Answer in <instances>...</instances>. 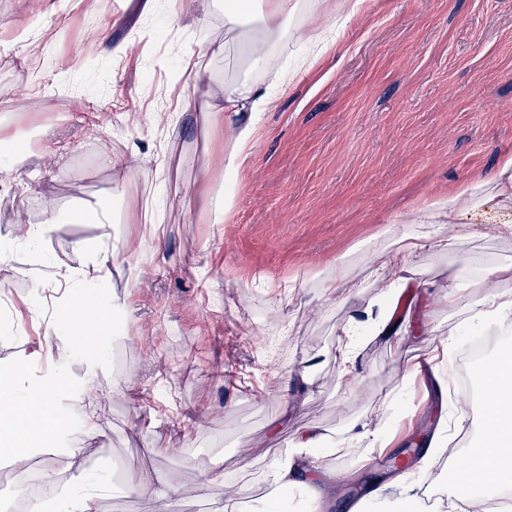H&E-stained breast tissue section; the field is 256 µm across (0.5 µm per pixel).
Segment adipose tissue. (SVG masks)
<instances>
[{
    "instance_id": "obj_1",
    "label": "adipose tissue",
    "mask_w": 512,
    "mask_h": 512,
    "mask_svg": "<svg viewBox=\"0 0 512 512\" xmlns=\"http://www.w3.org/2000/svg\"><path fill=\"white\" fill-rule=\"evenodd\" d=\"M301 0H239V10L227 14L226 25L235 28L241 18L253 19L259 34L241 36L245 55L251 67L268 65L272 59L270 46L288 31V22L301 9ZM272 89L253 83L248 74H241L225 82L213 93L209 110L204 118L207 124L223 123L231 135L232 146L224 154V175L237 178L246 158L245 151L253 137L254 121L244 120L247 112H259L274 98ZM491 206L505 213L503 220L493 225V232L512 239V157L502 161L495 174L488 179H476L471 185L441 197L418 209L415 217L419 224H445L455 226L463 211H477ZM112 259L101 252L91 263L78 268L59 271L58 284L69 291L81 293L98 288ZM472 309L469 324H512V264H499L486 269L473 280ZM109 314L96 317L91 327H84V318L73 312L53 319L45 332L44 341L28 357L26 365L0 370V418L8 427L0 432V449L10 452L14 462V484L23 490L27 474L26 465L40 449L65 433V419L59 398L66 390L61 369L40 374L33 370L50 349L68 354L73 349L76 328H83L86 347L103 357L105 349L100 339L102 327ZM474 375L481 389L480 422L472 426L473 437L466 450V459L445 469L437 463L444 452L443 435L463 432V423L469 416V406L455 408L452 416L441 425V435L435 436L414 470L431 473L433 479L447 481L452 489L448 499H437L435 512H484L487 498L512 492V350L504 349L489 361L476 366ZM359 431L348 432L335 440L318 425H310L297 434L288 449L276 451L267 480L271 495L297 485L299 476H306L305 485L311 498L319 500L326 495V486L320 473H303L304 458L318 448L350 446L362 439ZM110 491V481L102 473H81L72 478L65 492L52 503L35 504L33 512H100L99 500Z\"/></svg>"
}]
</instances>
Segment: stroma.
I'll return each instance as SVG.
<instances>
[{
    "instance_id": "35a3bbf8",
    "label": "stroma",
    "mask_w": 512,
    "mask_h": 512,
    "mask_svg": "<svg viewBox=\"0 0 512 512\" xmlns=\"http://www.w3.org/2000/svg\"><path fill=\"white\" fill-rule=\"evenodd\" d=\"M309 2L272 65L249 71L276 99L256 117L230 218L216 224L199 180H223L224 132L202 114L208 93L246 69L224 42V0H0V140L23 129L30 143L25 170L0 169V366L25 359L52 307H77L57 267L113 253L95 294L113 313L106 356L63 364L77 385L60 445L81 453L45 449L32 473L51 464L63 483L117 462L176 471L175 512H218L231 487L244 503L265 500L272 449L306 426L336 437L355 423L386 428V464L358 443L322 450L338 495L303 507L343 512L349 485L367 487L433 436L441 416L426 400L437 389L409 374L470 313L467 283L449 274L512 262V239L487 233L490 209L441 228L448 247L415 257L391 336L370 335L368 272L396 271L397 241L422 203L512 154V0H367L329 48L310 39L335 24L336 0ZM312 52V69L289 77ZM23 88L31 110L19 117L6 107ZM21 224L52 230L33 239ZM144 224L157 237L128 254ZM341 255L358 283L349 293L324 286ZM351 323L361 353L350 382L338 353ZM88 385L105 392L92 437ZM204 459L223 460V483L205 481ZM100 512H157V502L122 482Z\"/></svg>"
}]
</instances>
